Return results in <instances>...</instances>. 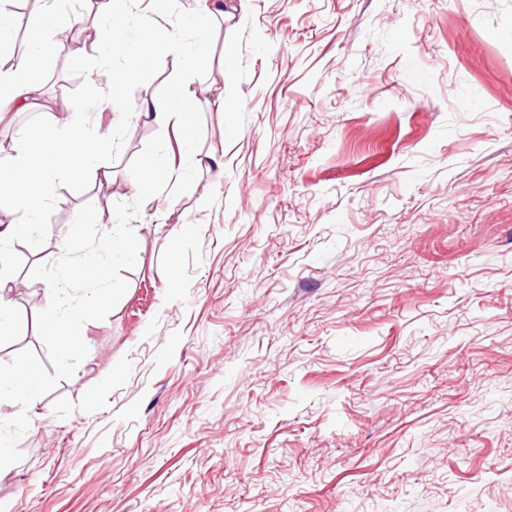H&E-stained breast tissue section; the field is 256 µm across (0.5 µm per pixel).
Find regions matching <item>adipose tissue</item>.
<instances>
[{
  "label": "adipose tissue",
  "mask_w": 512,
  "mask_h": 512,
  "mask_svg": "<svg viewBox=\"0 0 512 512\" xmlns=\"http://www.w3.org/2000/svg\"><path fill=\"white\" fill-rule=\"evenodd\" d=\"M40 2L27 17V52L0 51V120L32 106L39 91L34 73L47 57L70 50V35L76 28L86 32V45L96 65L88 75L94 91L79 108L60 102L61 118L21 131L11 145H0V212L8 216L0 224V245L22 239L35 251L41 246L38 227L56 183L99 179L104 173L101 161L112 153L111 131L102 129L92 117L120 94L129 79L128 74L113 72L112 58L126 49L120 30L133 0H96L94 16L87 21L56 7V0ZM223 12L222 0H208L191 20L195 43L185 56L180 83L185 100L195 96L192 77L208 64L211 22ZM74 109L79 119H70ZM42 401L43 382L36 363L0 376V405L9 407L14 423L30 420Z\"/></svg>",
  "instance_id": "1"
}]
</instances>
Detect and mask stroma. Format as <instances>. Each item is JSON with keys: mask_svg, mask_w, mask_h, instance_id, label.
<instances>
[{"mask_svg": "<svg viewBox=\"0 0 512 512\" xmlns=\"http://www.w3.org/2000/svg\"><path fill=\"white\" fill-rule=\"evenodd\" d=\"M197 0H138L110 187L62 182L25 292L85 204L136 198L129 162L181 111ZM194 146L131 222L128 289L38 417L0 426L9 512H512V0H224ZM82 49L49 104L89 94ZM137 116L144 123L155 125L161 129H167L175 114L180 117V122L185 134V147L189 145V137L194 127L193 113L173 112L169 103L163 98L151 99L144 102L139 108Z\"/></svg>", "mask_w": 512, "mask_h": 512, "instance_id": "obj_1", "label": "stroma"}]
</instances>
